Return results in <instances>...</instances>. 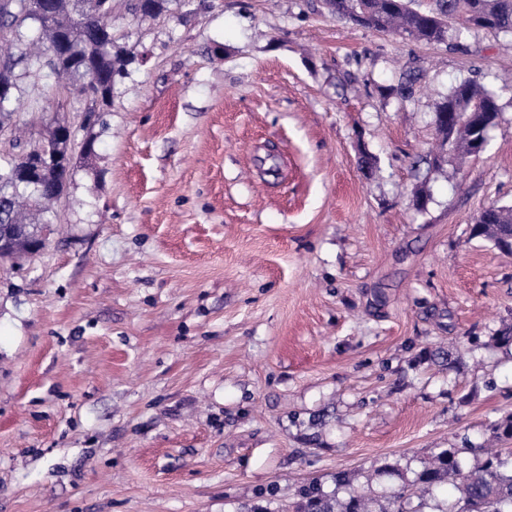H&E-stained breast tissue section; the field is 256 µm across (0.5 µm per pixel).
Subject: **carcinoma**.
Masks as SVG:
<instances>
[{
  "label": "carcinoma",
  "mask_w": 512,
  "mask_h": 512,
  "mask_svg": "<svg viewBox=\"0 0 512 512\" xmlns=\"http://www.w3.org/2000/svg\"><path fill=\"white\" fill-rule=\"evenodd\" d=\"M51 2L50 13L42 10L40 0H11L8 10L0 11V38L10 46L0 56V80L12 86L11 96L0 98V117H11L29 100L26 79L45 65L69 80L64 85L69 95L92 101L91 111L102 125L115 86L128 75L135 56L112 40V24L103 22L102 0ZM169 2L126 0L124 9L133 17L151 19L167 12ZM325 4L331 13L365 28L430 44L473 31L512 36V0H428L424 6L417 0H325ZM475 113L483 114L486 129L496 126L501 114L496 94L475 80L459 81L436 103L433 124L440 149L449 159L462 161L480 153L482 130L473 127ZM62 124L52 120L47 135L25 145L40 152L39 184L17 178L19 154L0 156V224L51 223L52 189L65 192L72 178L49 160L68 152L67 142L58 135ZM504 224H512V206L485 210L479 224L472 226V236L490 241L503 253L509 248L501 238ZM376 475L396 477L401 483L341 497L339 490L350 479L338 473L336 491L330 494L316 483L302 486L295 512H407L405 506L414 498L420 503L412 512H420L424 496L448 485L456 497L436 502L435 512H458L464 503L472 512H512V448H441L422 462L410 480L398 467L388 466L366 476V482L373 483Z\"/></svg>",
  "instance_id": "carcinoma-1"
}]
</instances>
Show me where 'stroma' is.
<instances>
[{
  "label": "stroma",
  "mask_w": 512,
  "mask_h": 512,
  "mask_svg": "<svg viewBox=\"0 0 512 512\" xmlns=\"http://www.w3.org/2000/svg\"><path fill=\"white\" fill-rule=\"evenodd\" d=\"M114 35L137 62L105 126L46 68L18 114L95 144L45 249L0 263V512H288L488 441L512 256L471 226L512 205V37L427 44L322 0H183ZM468 78L502 112L456 166L433 111Z\"/></svg>",
  "instance_id": "obj_1"
}]
</instances>
